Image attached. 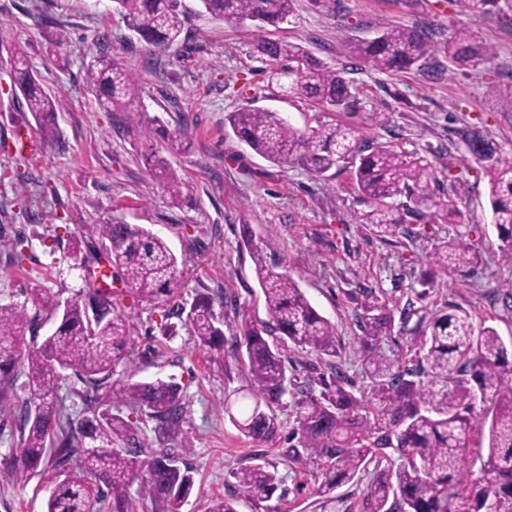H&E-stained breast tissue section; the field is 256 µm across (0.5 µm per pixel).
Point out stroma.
<instances>
[{
  "mask_svg": "<svg viewBox=\"0 0 512 512\" xmlns=\"http://www.w3.org/2000/svg\"><path fill=\"white\" fill-rule=\"evenodd\" d=\"M181 2L183 31L162 51L140 42L110 0H0V303L23 304L35 286L62 304L83 298L87 267L107 260L96 226L109 218L156 234L176 257V281L154 300L113 281L114 299L131 323L128 352L115 375L134 382L171 376L183 389L187 421L177 440L189 448L195 486L180 512H208L213 500L234 493L233 471L264 462L276 467L278 490L267 501H239V512H363V487L378 463L367 465L360 484L329 497L319 494L321 463L284 453L295 426L287 396L274 407L276 440L242 436L224 413L225 394L247 382L242 360L228 350L200 348L180 310L198 293H223L229 339L242 323L266 319L243 241L248 230L255 241L275 242L306 297L336 326V357L288 342L281 346L287 369L312 364L323 372L334 363L355 393L368 391L355 316L365 289L393 312L392 330L379 346L388 361L422 367L417 339L450 306L494 327L512 347V309L492 301L493 295L512 294V272L498 253L487 180L456 135L475 127L503 153L512 152V112L499 95L512 83V0H498L493 15L479 24L492 49L489 60L467 73L447 69L432 79L415 68L373 70L351 58L348 45L372 38L384 22L424 25L435 39L448 38L463 21L454 0H337L331 15L310 0H296L289 23L276 28L221 22L204 12L200 0ZM103 33L110 36L113 57L141 80L147 117H159L192 143L171 159L187 186L179 207L167 205L139 158L146 143L142 130L96 102L86 49ZM261 37L303 43L345 70L357 89L356 107L326 112L288 93L252 56L251 45ZM18 47L59 102L52 140L43 139L14 87ZM242 107L279 112L302 131L348 124L366 145L427 152V193L432 203L453 200L461 223H436L431 206L422 205L416 238L376 239L361 220L367 207L352 187L349 167L321 178L298 164L267 162L227 132L226 115ZM21 131L35 141L33 154L13 151ZM459 235L481 252L482 266L472 275L441 276L436 288L422 293L418 279L435 245ZM15 448V438L1 432L0 512H44L52 481L65 474L49 469L18 479L5 475Z\"/></svg>",
  "mask_w": 512,
  "mask_h": 512,
  "instance_id": "obj_1",
  "label": "stroma"
}]
</instances>
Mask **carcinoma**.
Instances as JSON below:
<instances>
[{
	"mask_svg": "<svg viewBox=\"0 0 512 512\" xmlns=\"http://www.w3.org/2000/svg\"><path fill=\"white\" fill-rule=\"evenodd\" d=\"M115 10L137 39L158 49L176 43L184 24L180 0H112ZM470 23L437 41L420 25L382 24L375 37L353 43V57L376 71L414 67L439 74L443 58L456 70L470 71L491 55L477 25L494 12L498 0H454ZM205 12L225 22L250 21L276 27L293 13L294 0H201ZM88 78L98 105L106 112H124L140 123L142 86L109 51V36L90 46ZM252 54L274 67L288 92L321 109L347 112L357 103L353 81L316 57L306 46L283 40L258 39ZM17 87L26 111L48 136L53 135L57 101L30 72L23 51L15 52ZM232 134L254 153L276 164H302L323 175L340 164L353 169V188L370 210L363 221L381 239L409 237V209L400 196L428 201L431 163L417 152L378 144L367 147L358 129L347 125L320 127L309 133L295 129L279 113L240 108L226 116ZM466 151L488 179L492 224L499 232V255L512 268V155L501 152L482 131L459 130ZM165 150L148 148L141 160L170 203L184 199L185 185L163 152L181 154L190 142L179 132L162 136ZM452 203L435 211L439 224L460 223ZM108 241L115 276L139 296L153 298L176 278L177 260L166 242L133 224L110 221L99 225ZM245 245L255 266L268 320L244 323L232 349L241 352L249 383L226 398L230 421L245 437L269 441L279 430L273 405L289 395L296 427L286 455L306 451L324 460L320 491L329 494L353 483L373 458L390 449L401 463L381 470L363 493L365 512H512V352L491 326H474L463 310L440 311L431 330L420 336L426 350L427 373L452 384L444 395L446 411L435 412L419 371L394 366L378 353L390 333L393 317L372 292H362L356 321L370 397L356 396L345 373L328 365L320 373L287 375V367L270 336H283L294 346L318 355L336 356V326L309 302L272 239L254 242L244 230ZM480 253L462 235L441 240L431 255L430 269L420 276L423 288L434 286L438 272L476 270ZM87 299L65 305L59 325L41 344L21 343L38 331L43 292L31 290L36 313L27 305L0 304V407L15 398L19 377H26L27 397L14 409L19 454L10 474L34 473L42 465L74 471L57 482L46 512H139L130 495L135 475L142 477L140 496L154 512H179L195 486L194 471L183 459L174 434L186 416L179 385L156 378L132 383L112 379L130 342L129 316L112 301V292L86 281ZM191 330L200 346L224 348L225 317L214 313V296L203 294L191 304ZM71 370L81 383L66 397L57 395L61 372ZM321 390H316L315 386ZM126 400L154 423L157 448H145L130 420L112 414V401ZM124 447H119V444ZM480 461V476L472 463ZM239 497L257 502L272 498L279 487L276 471L266 463L233 472ZM239 497L213 501L208 512H238Z\"/></svg>",
	"mask_w": 512,
	"mask_h": 512,
	"instance_id": "cac0c4a2",
	"label": "carcinoma"
}]
</instances>
